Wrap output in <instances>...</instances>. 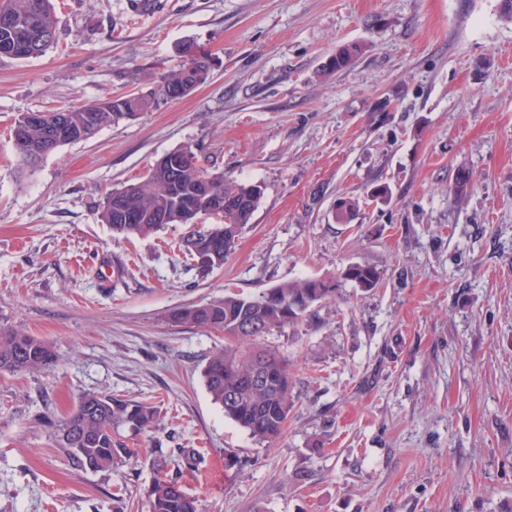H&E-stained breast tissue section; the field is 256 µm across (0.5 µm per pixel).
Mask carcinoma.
<instances>
[{"label": "carcinoma", "instance_id": "carcinoma-1", "mask_svg": "<svg viewBox=\"0 0 512 512\" xmlns=\"http://www.w3.org/2000/svg\"><path fill=\"white\" fill-rule=\"evenodd\" d=\"M33 39V46L16 52L14 59L42 55L56 39L53 0H4L0 5V44H22ZM362 46L351 44L324 72L339 71L351 65ZM211 61L199 53L182 67L154 80L147 91L114 95L100 102L53 112L56 123L30 127L23 119L15 121L13 141L19 157L33 164L51 151L89 139L95 128L160 109L168 101L182 98L209 77ZM187 153L181 169L174 173L159 159L146 179L108 192L100 203V222L112 232L147 237L167 224H181L185 232L180 249L191 256L198 269L209 271L224 265L236 237L250 223L263 196L260 183L227 184L224 176L207 172L190 147L176 149ZM224 203V222L200 227L194 220L211 214L212 202ZM359 211V201L343 199L336 219L349 223ZM340 280L371 291L382 280V271L356 263L343 268ZM336 297V281L300 279L275 285L253 296L229 294L221 300L173 311L176 323H193L221 330L229 343L214 352L203 368V379L211 400L229 418L260 441H272L283 431L293 407V379L288 364L274 353L241 343H254L286 326L310 316L314 307ZM261 326L262 333L249 330ZM57 363L53 348L46 342L14 329H0V372H40ZM156 406L110 392L81 394L71 412L56 424L57 448L75 466L90 471H110L124 462L129 449L117 441L120 432L138 435L153 428ZM178 456L188 471L200 469L204 456L194 448L179 449ZM149 512H199L198 500L178 476L155 478L148 492Z\"/></svg>", "mask_w": 512, "mask_h": 512}]
</instances>
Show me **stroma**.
Instances as JSON below:
<instances>
[{
  "label": "stroma",
  "instance_id": "1",
  "mask_svg": "<svg viewBox=\"0 0 512 512\" xmlns=\"http://www.w3.org/2000/svg\"><path fill=\"white\" fill-rule=\"evenodd\" d=\"M506 0H55L41 57L0 58V327L50 370L0 373V512H148L158 458L199 512H512V19ZM363 51L324 73L344 45ZM192 49L205 83L21 164L15 119L141 89ZM182 146L264 195L222 267L98 219L107 192ZM470 190H453L459 170ZM389 186L388 197L373 190ZM358 199L350 223L336 201ZM362 263L310 320L262 337L295 401L267 443L202 377L222 331L169 314ZM153 403L132 456L75 467L49 419L85 391ZM205 454L178 469L177 449ZM240 464L225 470L224 461ZM339 278L364 291H371L379 286L382 280V271L371 265L356 263L343 268L339 273Z\"/></svg>",
  "mask_w": 512,
  "mask_h": 512
}]
</instances>
